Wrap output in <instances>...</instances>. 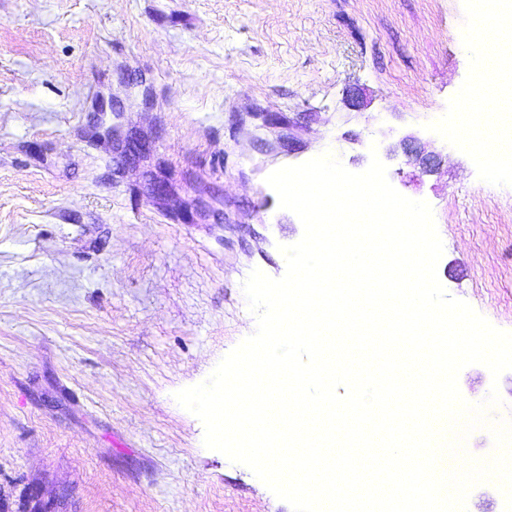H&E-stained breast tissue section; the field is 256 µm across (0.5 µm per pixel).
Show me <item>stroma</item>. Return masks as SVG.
<instances>
[{
	"mask_svg": "<svg viewBox=\"0 0 512 512\" xmlns=\"http://www.w3.org/2000/svg\"><path fill=\"white\" fill-rule=\"evenodd\" d=\"M481 0H0V512H293L174 395L254 333L242 284L303 226L267 176L372 157L427 201L437 277L512 332V172L457 126ZM122 109L110 111V100ZM136 133L132 162L118 139ZM439 158L416 176L406 137ZM471 403L512 370L458 376Z\"/></svg>",
	"mask_w": 512,
	"mask_h": 512,
	"instance_id": "35a3bbf8",
	"label": "stroma"
}]
</instances>
